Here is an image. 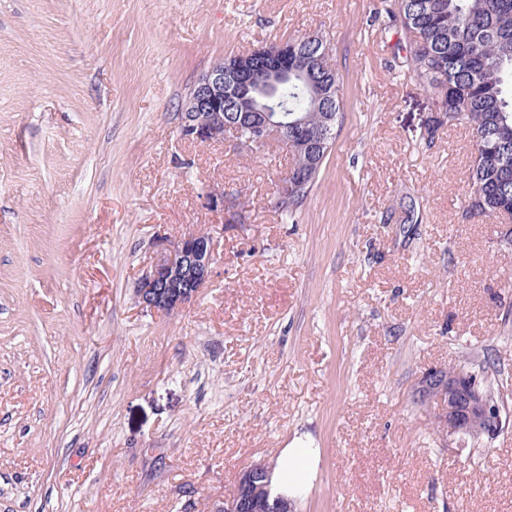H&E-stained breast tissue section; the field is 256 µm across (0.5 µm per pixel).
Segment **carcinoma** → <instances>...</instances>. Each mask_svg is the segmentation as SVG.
I'll use <instances>...</instances> for the list:
<instances>
[{
  "label": "carcinoma",
  "mask_w": 512,
  "mask_h": 512,
  "mask_svg": "<svg viewBox=\"0 0 512 512\" xmlns=\"http://www.w3.org/2000/svg\"><path fill=\"white\" fill-rule=\"evenodd\" d=\"M375 21L401 32L413 48L396 63L428 85L441 117L420 134L427 144L444 123L468 124L475 137L472 191L466 213H512V0H380ZM300 70L272 88L288 101L283 120L300 117L315 130L327 123L325 103L312 100L308 85L333 95L339 124L343 80L323 47L305 44ZM292 170L309 169L314 158L294 140Z\"/></svg>",
  "instance_id": "carcinoma-1"
}]
</instances>
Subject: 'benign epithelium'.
<instances>
[{
    "label": "benign epithelium",
    "mask_w": 512,
    "mask_h": 512,
    "mask_svg": "<svg viewBox=\"0 0 512 512\" xmlns=\"http://www.w3.org/2000/svg\"><path fill=\"white\" fill-rule=\"evenodd\" d=\"M293 53L294 43L283 41L256 48L251 55L274 60L270 71L275 72L288 68ZM253 78L254 64L246 59L215 63L199 78L182 106L180 134L200 143L230 141L251 151L263 149L276 139L286 142L290 136L310 149L322 142L325 131H311L302 123H279L277 113L288 111L279 102L252 109L248 90ZM278 186L277 206L282 208L288 205V193L306 187L307 181L288 170ZM214 255L215 242L208 233L189 232L174 243L157 242L154 261L138 278V306L146 311L170 312L191 301L209 281ZM416 395L422 402L440 399V431L448 438L456 439L466 432L487 434L501 422L499 405L475 374L464 368L427 372ZM269 480L268 466H250L239 477L237 492L224 498L214 512H293L288 499L271 492Z\"/></svg>",
    "instance_id": "obj_1"
}]
</instances>
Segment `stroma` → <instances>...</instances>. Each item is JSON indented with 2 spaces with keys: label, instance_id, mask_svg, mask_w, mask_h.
I'll list each match as a JSON object with an SVG mask.
<instances>
[{
  "label": "stroma",
  "instance_id": "obj_1",
  "mask_svg": "<svg viewBox=\"0 0 512 512\" xmlns=\"http://www.w3.org/2000/svg\"><path fill=\"white\" fill-rule=\"evenodd\" d=\"M376 4L0 0V512H211L286 448L318 451L295 512H512V224L463 218L472 129L420 144L435 95ZM309 34L344 112L289 218L284 142L178 114L217 61ZM194 231L209 282L142 312L156 241ZM451 366L503 406L465 444L413 395Z\"/></svg>",
  "mask_w": 512,
  "mask_h": 512
}]
</instances>
